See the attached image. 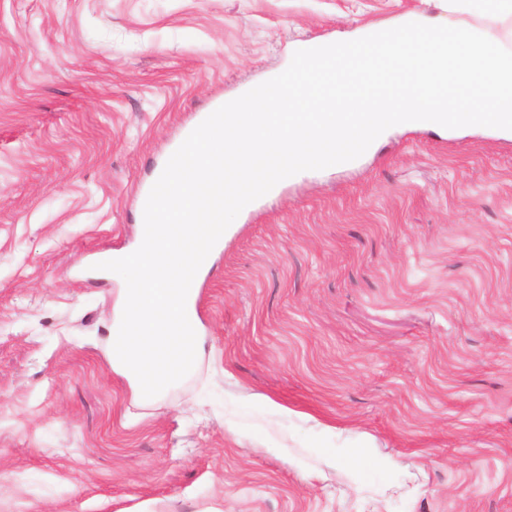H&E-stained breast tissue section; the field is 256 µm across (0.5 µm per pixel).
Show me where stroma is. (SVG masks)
Here are the masks:
<instances>
[{
  "label": "stroma",
  "mask_w": 512,
  "mask_h": 512,
  "mask_svg": "<svg viewBox=\"0 0 512 512\" xmlns=\"http://www.w3.org/2000/svg\"><path fill=\"white\" fill-rule=\"evenodd\" d=\"M440 0H0V512H512V135L399 126L233 221L204 352L107 356L140 198L298 43Z\"/></svg>",
  "instance_id": "1"
}]
</instances>
